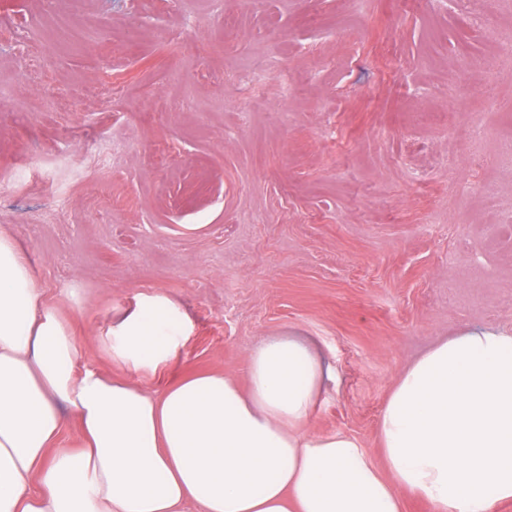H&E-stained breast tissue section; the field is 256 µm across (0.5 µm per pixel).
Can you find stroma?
I'll use <instances>...</instances> for the list:
<instances>
[{
	"label": "stroma",
	"mask_w": 512,
	"mask_h": 512,
	"mask_svg": "<svg viewBox=\"0 0 512 512\" xmlns=\"http://www.w3.org/2000/svg\"><path fill=\"white\" fill-rule=\"evenodd\" d=\"M476 8L0 0V227L70 319L77 369L123 377L101 339L146 295L189 322L135 376L154 391L246 385L250 349L292 336L327 373L311 431L387 471L402 369L441 339L512 335V0Z\"/></svg>",
	"instance_id": "obj_1"
}]
</instances>
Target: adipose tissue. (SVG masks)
<instances>
[{
  "label": "adipose tissue",
  "instance_id": "1",
  "mask_svg": "<svg viewBox=\"0 0 512 512\" xmlns=\"http://www.w3.org/2000/svg\"><path fill=\"white\" fill-rule=\"evenodd\" d=\"M188 332L143 297L102 345L114 366L156 372ZM79 347L28 256L0 228V512H495L512 501V335L466 332L400 373L378 424L382 474L359 441L310 432L325 373L302 341L248 355V386L221 372L159 393L77 369ZM79 444L61 445L68 426Z\"/></svg>",
  "mask_w": 512,
  "mask_h": 512
}]
</instances>
